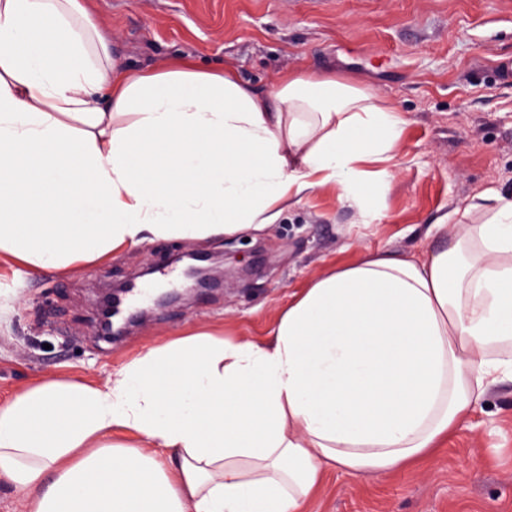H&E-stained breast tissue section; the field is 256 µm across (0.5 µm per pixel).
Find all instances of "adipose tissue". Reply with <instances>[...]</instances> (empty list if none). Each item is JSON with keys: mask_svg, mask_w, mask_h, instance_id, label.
<instances>
[{"mask_svg": "<svg viewBox=\"0 0 512 512\" xmlns=\"http://www.w3.org/2000/svg\"><path fill=\"white\" fill-rule=\"evenodd\" d=\"M406 124L328 76L261 94L228 67L129 70L81 0H0V259L66 274L276 223L319 189L370 219ZM449 217L462 233L425 256L313 279L270 341L202 332L100 385L21 389L0 479L28 512H304L326 466L405 469L512 373V198Z\"/></svg>", "mask_w": 512, "mask_h": 512, "instance_id": "1", "label": "adipose tissue"}]
</instances>
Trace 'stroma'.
Returning <instances> with one entry per match:
<instances>
[{
	"label": "stroma",
	"mask_w": 512,
	"mask_h": 512,
	"mask_svg": "<svg viewBox=\"0 0 512 512\" xmlns=\"http://www.w3.org/2000/svg\"><path fill=\"white\" fill-rule=\"evenodd\" d=\"M116 59L149 70L173 58L230 65L269 92L303 69L355 83L405 112L377 218L315 191L276 223L206 239L153 238L72 273L0 263V404L59 375L116 377L149 348L200 332L268 340L315 277L380 252L433 249L429 225L512 194V0H87ZM223 256L224 284L151 307L120 339L98 332L105 288L143 270L176 272L177 250ZM306 512H512V378L488 388L435 453L392 474L327 469Z\"/></svg>",
	"instance_id": "1"
}]
</instances>
